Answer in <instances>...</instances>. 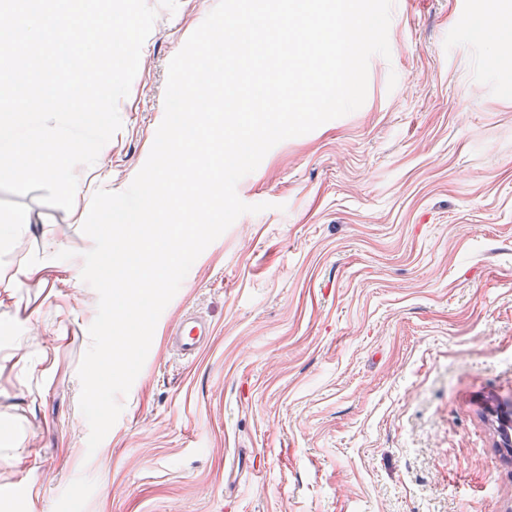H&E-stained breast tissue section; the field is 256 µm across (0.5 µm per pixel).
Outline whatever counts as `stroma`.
I'll return each instance as SVG.
<instances>
[{
    "mask_svg": "<svg viewBox=\"0 0 512 512\" xmlns=\"http://www.w3.org/2000/svg\"><path fill=\"white\" fill-rule=\"evenodd\" d=\"M157 11L121 128L77 212L0 191L30 222L0 252V512H512V0H395L390 58L364 104L274 146L248 204L196 259L156 324L95 453L78 367L97 292V190H125L164 116L167 67L217 0ZM55 234L58 254L45 250ZM45 263L43 280L22 269ZM196 308L194 363L164 328ZM252 473L237 474L238 452ZM212 335L209 319L199 310H187L167 324L166 347L176 359L189 363L209 344Z\"/></svg>",
    "mask_w": 512,
    "mask_h": 512,
    "instance_id": "35a3bbf8",
    "label": "stroma"
}]
</instances>
